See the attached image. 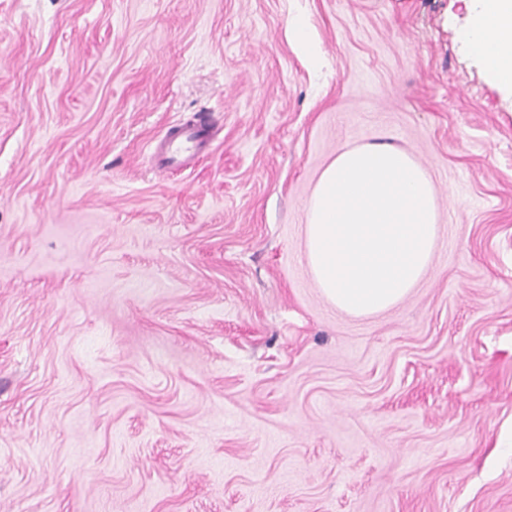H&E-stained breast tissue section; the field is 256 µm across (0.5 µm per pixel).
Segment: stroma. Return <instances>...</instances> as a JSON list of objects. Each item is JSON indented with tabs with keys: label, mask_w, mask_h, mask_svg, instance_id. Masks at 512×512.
I'll return each instance as SVG.
<instances>
[{
	"label": "stroma",
	"mask_w": 512,
	"mask_h": 512,
	"mask_svg": "<svg viewBox=\"0 0 512 512\" xmlns=\"http://www.w3.org/2000/svg\"><path fill=\"white\" fill-rule=\"evenodd\" d=\"M468 5L0 0V512H512V99ZM364 143L424 166L439 231L356 318L303 225ZM210 124L199 117L195 124H177L154 145L151 158L161 172L188 168L211 147Z\"/></svg>",
	"instance_id": "stroma-1"
}]
</instances>
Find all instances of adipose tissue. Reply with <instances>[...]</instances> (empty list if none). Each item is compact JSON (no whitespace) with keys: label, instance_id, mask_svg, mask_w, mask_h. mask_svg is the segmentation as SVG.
Segmentation results:
<instances>
[{"label":"adipose tissue","instance_id":"adipose-tissue-1","mask_svg":"<svg viewBox=\"0 0 512 512\" xmlns=\"http://www.w3.org/2000/svg\"><path fill=\"white\" fill-rule=\"evenodd\" d=\"M459 37L488 80L512 95V0H469L468 23Z\"/></svg>","mask_w":512,"mask_h":512}]
</instances>
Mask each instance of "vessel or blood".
Instances as JSON below:
<instances>
[{
    "mask_svg": "<svg viewBox=\"0 0 512 512\" xmlns=\"http://www.w3.org/2000/svg\"><path fill=\"white\" fill-rule=\"evenodd\" d=\"M211 142V129L206 119H198L193 124H177L154 145L151 158L160 171L184 169L209 150Z\"/></svg>",
    "mask_w": 512,
    "mask_h": 512,
    "instance_id": "vessel-or-blood-1",
    "label": "vessel or blood"
}]
</instances>
